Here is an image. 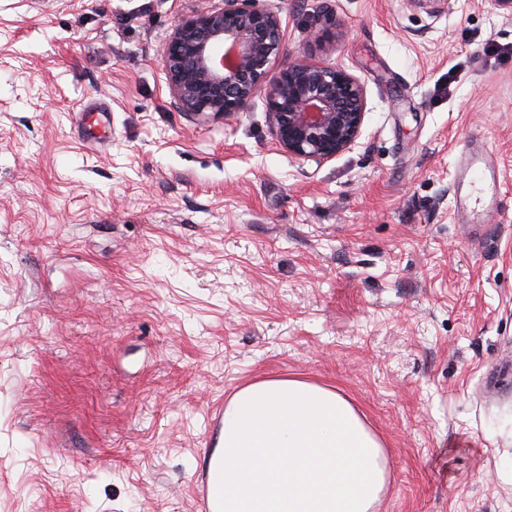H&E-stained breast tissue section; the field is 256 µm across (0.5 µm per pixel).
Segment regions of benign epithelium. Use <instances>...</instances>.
<instances>
[{
	"label": "benign epithelium",
	"mask_w": 512,
	"mask_h": 512,
	"mask_svg": "<svg viewBox=\"0 0 512 512\" xmlns=\"http://www.w3.org/2000/svg\"><path fill=\"white\" fill-rule=\"evenodd\" d=\"M283 38L279 13L254 0H220L179 18L163 56L171 96L182 111L209 119L240 112L262 94L281 150L331 160L360 136L364 86L338 65L304 58L274 69Z\"/></svg>",
	"instance_id": "obj_1"
}]
</instances>
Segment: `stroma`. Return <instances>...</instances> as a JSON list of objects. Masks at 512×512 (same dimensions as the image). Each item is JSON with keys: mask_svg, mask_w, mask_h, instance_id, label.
I'll list each match as a JSON object with an SVG mask.
<instances>
[{"mask_svg": "<svg viewBox=\"0 0 512 512\" xmlns=\"http://www.w3.org/2000/svg\"><path fill=\"white\" fill-rule=\"evenodd\" d=\"M213 3L0 0V512H206L211 413L290 375L383 440L376 512H512V13L259 0L279 63L365 87L318 164L262 96L174 105L167 39ZM466 147L496 189L460 179Z\"/></svg>", "mask_w": 512, "mask_h": 512, "instance_id": "stroma-1", "label": "stroma"}]
</instances>
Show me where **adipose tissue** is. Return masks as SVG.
Here are the masks:
<instances>
[{"mask_svg": "<svg viewBox=\"0 0 512 512\" xmlns=\"http://www.w3.org/2000/svg\"><path fill=\"white\" fill-rule=\"evenodd\" d=\"M220 449L224 512H374L389 487L384 446L351 401L300 377L239 388Z\"/></svg>", "mask_w": 512, "mask_h": 512, "instance_id": "adipose-tissue-1", "label": "adipose tissue"}]
</instances>
